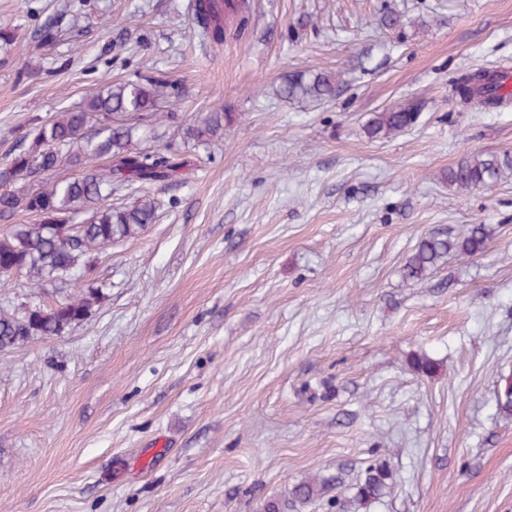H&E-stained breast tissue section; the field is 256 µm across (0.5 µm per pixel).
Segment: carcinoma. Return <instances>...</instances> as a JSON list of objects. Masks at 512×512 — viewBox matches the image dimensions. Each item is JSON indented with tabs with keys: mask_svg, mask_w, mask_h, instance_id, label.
Segmentation results:
<instances>
[{
	"mask_svg": "<svg viewBox=\"0 0 512 512\" xmlns=\"http://www.w3.org/2000/svg\"><path fill=\"white\" fill-rule=\"evenodd\" d=\"M238 0H195L193 29L207 41L224 43L226 17L236 12ZM498 67L480 66L452 80L463 100L475 99L485 107H500L512 100L498 94L492 79ZM338 76L305 70L288 74L276 92L289 101L323 103L336 96ZM168 84L152 77L110 83L91 92L83 105L39 121L23 138L27 149L0 165V219L18 211L38 218L35 224H10L0 233V275H25L33 288L77 292L51 307L26 303L21 310H0V353L22 341L59 336L84 321L100 302L101 290L82 278L94 270L99 252L141 235L156 219L155 199L143 194L126 205L112 203L122 192L133 194L147 185L167 182L190 166L187 150L147 146L135 142L142 123L153 122L157 99L167 95ZM421 114L416 100H407L377 114L366 126L371 138L402 133ZM235 114L211 111L196 125L183 129V140L206 146L224 137V127ZM89 168L78 178L49 179L62 166ZM512 173V155L469 153L448 168V187L457 191L487 185ZM488 240L480 224L463 226L454 239L432 235L420 240L404 266L403 275L418 280L437 267L452 250L475 255ZM392 479L385 462L369 464L357 479L353 501L364 507L380 499ZM332 479L314 477L295 484L291 502L307 504L331 489Z\"/></svg>",
	"mask_w": 512,
	"mask_h": 512,
	"instance_id": "cac0c4a2",
	"label": "carcinoma"
}]
</instances>
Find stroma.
Here are the masks:
<instances>
[{"mask_svg":"<svg viewBox=\"0 0 512 512\" xmlns=\"http://www.w3.org/2000/svg\"><path fill=\"white\" fill-rule=\"evenodd\" d=\"M248 3L216 47L190 0H0V163L115 80L178 88L157 109L179 126L141 125L149 144L237 115L191 175L146 187L158 218L102 251L92 314L0 355V512H262L336 474L294 512H512V175L445 179L464 153H512V106L452 84L512 59V0ZM308 69L340 74L334 99L275 95ZM407 98L411 129L366 136ZM463 224L484 252L404 278L422 237ZM378 460L390 493L351 507ZM333 478L314 477L295 484L290 492L291 503L307 504L322 498L331 489Z\"/></svg>","mask_w":512,"mask_h":512,"instance_id":"stroma-1","label":"stroma"}]
</instances>
